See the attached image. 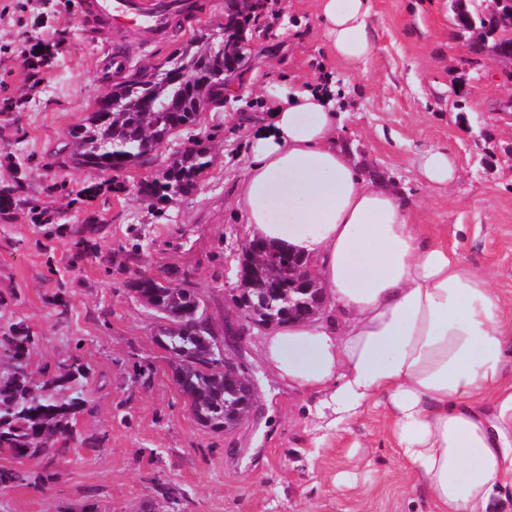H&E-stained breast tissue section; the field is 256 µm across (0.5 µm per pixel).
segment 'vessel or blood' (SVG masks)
Returning <instances> with one entry per match:
<instances>
[{"mask_svg": "<svg viewBox=\"0 0 512 512\" xmlns=\"http://www.w3.org/2000/svg\"><path fill=\"white\" fill-rule=\"evenodd\" d=\"M184 7V0H87L85 14L93 25L137 28L163 40L169 34L171 17Z\"/></svg>", "mask_w": 512, "mask_h": 512, "instance_id": "obj_1", "label": "vessel or blood"}]
</instances>
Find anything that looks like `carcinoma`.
I'll return each instance as SVG.
<instances>
[{"instance_id":"carcinoma-1","label":"carcinoma","mask_w":512,"mask_h":512,"mask_svg":"<svg viewBox=\"0 0 512 512\" xmlns=\"http://www.w3.org/2000/svg\"><path fill=\"white\" fill-rule=\"evenodd\" d=\"M474 0H451L454 22L461 36L484 38L480 52L491 57L510 42L501 36L498 14L512 13V0H502L497 11L468 8ZM234 0L224 5V25L199 27L168 58L188 74L174 83L148 72L124 77L107 98L115 106L95 107L71 132L67 143L70 168L93 167L102 171H122L156 161L155 149L184 128L197 123L199 108L205 102L220 105L224 82L213 79L234 61L237 43L225 30L244 23ZM212 165L205 148L194 144L183 149L160 180L139 185L138 193L148 198L172 199L188 193ZM258 251L242 253L243 275L235 304L250 302L252 321L266 318L281 324L297 316L289 311L316 304L322 287L315 281L297 282L295 269L306 263L299 254L257 239ZM138 299L162 321L155 341L170 355L172 376L193 417L214 432L235 429L246 421L254 399L244 393L233 376H224L223 360L212 354L215 337L208 327L205 306L192 288L173 287L150 275L132 286ZM39 338L18 325L0 327V347L9 353L11 369L0 375V452L13 458L44 459L47 465L63 459L69 449L61 442L70 440L73 423L86 409L83 365L72 363L64 372L43 371L39 377L29 370L31 350ZM48 471L33 476L24 468H0V487H42L52 479ZM155 494L171 504L183 498L180 490L157 482Z\"/></svg>"}]
</instances>
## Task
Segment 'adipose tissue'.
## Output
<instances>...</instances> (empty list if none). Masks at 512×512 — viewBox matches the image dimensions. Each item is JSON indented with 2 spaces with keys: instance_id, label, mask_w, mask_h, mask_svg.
<instances>
[{
  "instance_id": "obj_1",
  "label": "adipose tissue",
  "mask_w": 512,
  "mask_h": 512,
  "mask_svg": "<svg viewBox=\"0 0 512 512\" xmlns=\"http://www.w3.org/2000/svg\"><path fill=\"white\" fill-rule=\"evenodd\" d=\"M331 54L368 62L370 0H318ZM333 85H271L237 186L250 236L308 259L330 305L274 326L256 352L307 392L312 447L383 406L430 512H489L512 487V308L488 275L410 223L348 151Z\"/></svg>"
}]
</instances>
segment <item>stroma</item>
Instances as JSON below:
<instances>
[{"mask_svg": "<svg viewBox=\"0 0 512 512\" xmlns=\"http://www.w3.org/2000/svg\"><path fill=\"white\" fill-rule=\"evenodd\" d=\"M195 22L160 42L140 32L99 35L86 0H31L23 19L0 17V323L40 338L30 368L80 360L89 392L76 436L43 489L0 490V512H145L157 480L181 488V512H428L383 406L319 448L307 445V396L275 378L255 346L261 328L236 307L233 270L248 238L234 187L270 84L332 79L337 139L371 185L401 194L410 223L454 243L512 307V85L497 67L464 70L465 42L449 0H372L375 57L352 66L330 56L316 0H267L246 29L251 51L237 91L176 133L149 167L73 171L69 130L132 71L163 62L194 25L224 19V0H200ZM60 53L31 67L26 48L46 36ZM200 139L214 163L192 193L170 201L137 194L177 149ZM447 152L459 172L434 188L422 154ZM175 268L202 297L226 354L256 387L255 412L216 433L193 418L156 345L154 313L129 280Z\"/></svg>", "mask_w": 512, "mask_h": 512, "instance_id": "obj_1", "label": "stroma"}]
</instances>
